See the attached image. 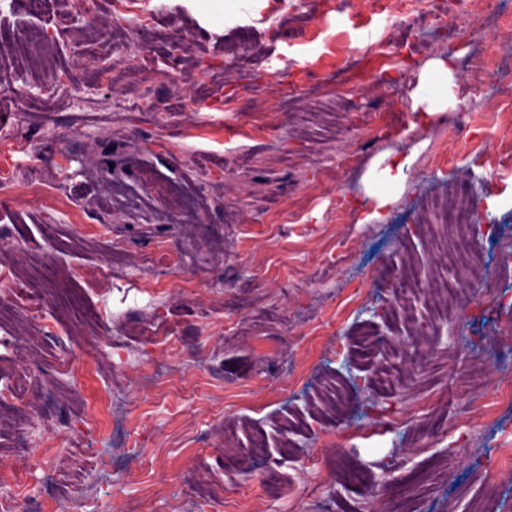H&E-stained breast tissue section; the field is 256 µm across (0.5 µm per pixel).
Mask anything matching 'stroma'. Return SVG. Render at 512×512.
<instances>
[{
    "label": "stroma",
    "instance_id": "obj_1",
    "mask_svg": "<svg viewBox=\"0 0 512 512\" xmlns=\"http://www.w3.org/2000/svg\"><path fill=\"white\" fill-rule=\"evenodd\" d=\"M291 2L235 0L217 25L204 0L159 14L136 0L123 18L113 0L42 13L0 0V303L13 309L0 389L23 379L33 393L0 411V495L23 488L39 512H225L227 495L245 512L309 500L370 512L394 484L404 512H512V465L494 464L512 448V403L499 402L512 378V160L500 158L512 124L482 105L512 62V0L458 18L484 48L476 60L430 33L404 40L358 0ZM243 43L251 62L226 65ZM437 58L474 93L465 131L410 127L400 76ZM339 68L349 85L333 97ZM383 122L392 134L348 138ZM386 151L413 158L403 198L381 221L341 208ZM453 182L473 193L475 242L506 298L468 293L432 328L428 367L391 393L405 420L386 425L370 370L391 362L390 342L416 345L429 311L395 317L384 270L444 273L417 228ZM45 262L96 322L20 297ZM366 327L381 344L363 356ZM229 423L241 451L264 431L277 497L261 462L225 470Z\"/></svg>",
    "mask_w": 512,
    "mask_h": 512
}]
</instances>
